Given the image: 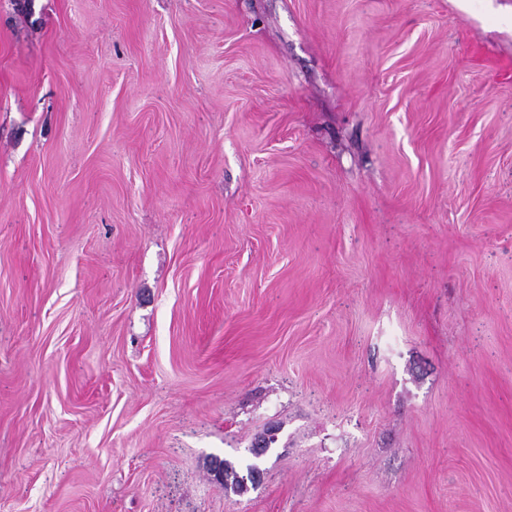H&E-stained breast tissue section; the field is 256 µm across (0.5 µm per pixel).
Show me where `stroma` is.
<instances>
[{
	"label": "stroma",
	"instance_id": "obj_1",
	"mask_svg": "<svg viewBox=\"0 0 512 512\" xmlns=\"http://www.w3.org/2000/svg\"><path fill=\"white\" fill-rule=\"evenodd\" d=\"M0 512H512V0H0ZM275 440L270 442V445L265 447L263 450V456L259 457L258 455H254L251 451V455L253 456V461L248 463L245 467V470L242 472L236 471L229 463L222 461L216 464L213 468V471L216 472L217 478L222 484H224V489L231 490L234 493H244L247 492L249 486L255 489L261 482L260 472L262 469L259 466V461L267 456L270 452L271 444H273Z\"/></svg>",
	"mask_w": 512,
	"mask_h": 512
}]
</instances>
